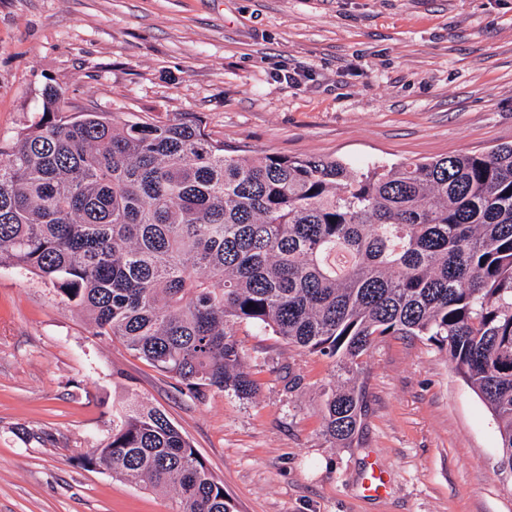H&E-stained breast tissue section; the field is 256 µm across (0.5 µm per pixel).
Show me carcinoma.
I'll return each mask as SVG.
<instances>
[{
  "label": "carcinoma",
  "mask_w": 512,
  "mask_h": 512,
  "mask_svg": "<svg viewBox=\"0 0 512 512\" xmlns=\"http://www.w3.org/2000/svg\"><path fill=\"white\" fill-rule=\"evenodd\" d=\"M52 283L100 336L178 380L252 398L251 324L334 367L324 431L349 442L360 358L425 336L486 401L512 464V143L362 169L258 154L200 116L43 112L0 146V265ZM86 460L174 493L175 512H235L158 408L130 403Z\"/></svg>",
  "instance_id": "1"
}]
</instances>
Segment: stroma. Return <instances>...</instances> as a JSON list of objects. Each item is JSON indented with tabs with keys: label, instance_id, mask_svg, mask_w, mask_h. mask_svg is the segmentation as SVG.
<instances>
[{
	"label": "stroma",
	"instance_id": "35a3bbf8",
	"mask_svg": "<svg viewBox=\"0 0 512 512\" xmlns=\"http://www.w3.org/2000/svg\"><path fill=\"white\" fill-rule=\"evenodd\" d=\"M51 87L77 110L192 112L225 141L355 168L486 151L512 143V0H0V143ZM237 335L255 397L197 399L0 266V512H174L86 461L127 397L168 416L236 512H512L495 417L426 338L373 344L362 424L336 445L332 365Z\"/></svg>",
	"mask_w": 512,
	"mask_h": 512
}]
</instances>
